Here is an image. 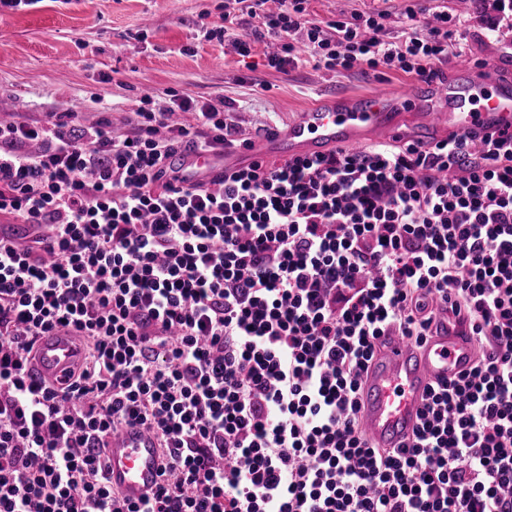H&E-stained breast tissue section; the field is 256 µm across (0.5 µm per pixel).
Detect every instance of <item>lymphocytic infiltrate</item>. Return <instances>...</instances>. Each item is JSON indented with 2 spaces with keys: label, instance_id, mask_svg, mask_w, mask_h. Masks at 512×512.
<instances>
[{
  "label": "lymphocytic infiltrate",
  "instance_id": "lymphocytic-infiltrate-1",
  "mask_svg": "<svg viewBox=\"0 0 512 512\" xmlns=\"http://www.w3.org/2000/svg\"><path fill=\"white\" fill-rule=\"evenodd\" d=\"M271 66L428 80L465 23L417 0L308 17L251 0ZM131 129L0 122V512H512V137L379 143L187 185L179 152L250 147L212 107ZM446 308L476 349L429 389L402 448H377L359 392L379 337L423 343ZM84 337L63 389L28 372L38 336ZM151 431L162 481L128 503L104 476L114 431Z\"/></svg>",
  "mask_w": 512,
  "mask_h": 512
}]
</instances>
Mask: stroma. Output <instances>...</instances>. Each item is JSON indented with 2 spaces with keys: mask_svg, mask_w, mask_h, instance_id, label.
I'll return each mask as SVG.
<instances>
[{
  "mask_svg": "<svg viewBox=\"0 0 512 512\" xmlns=\"http://www.w3.org/2000/svg\"><path fill=\"white\" fill-rule=\"evenodd\" d=\"M225 0H38L31 8L0 14V105L19 120L44 123L49 113L81 111L90 125L112 119L126 130L133 112L151 97L152 109L176 107L180 98L224 110L252 143L270 127H285L297 113L339 94L400 90L414 76L374 75L357 66L329 71L310 63L270 66L266 43L247 56L206 39L204 26L224 23ZM468 28L467 59L512 64L490 40L471 0H440ZM413 0H310L317 21L337 13L386 9L389 37L404 34Z\"/></svg>",
  "mask_w": 512,
  "mask_h": 512,
  "instance_id": "obj_1",
  "label": "stroma"
}]
</instances>
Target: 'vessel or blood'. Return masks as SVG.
Instances as JSON below:
<instances>
[{"label": "vessel or blood", "instance_id": "vessel-or-blood-1", "mask_svg": "<svg viewBox=\"0 0 512 512\" xmlns=\"http://www.w3.org/2000/svg\"><path fill=\"white\" fill-rule=\"evenodd\" d=\"M412 112L418 128L408 135L398 121ZM512 135V72L490 69L476 80L474 67L460 63L447 79L414 83L398 92L385 89L319 103L299 113L287 127L273 129L258 149L241 154L191 153L179 156L180 177L189 182H220L239 161L263 155L312 157L334 147L358 150L372 141L412 139L431 145L445 139L481 140ZM423 344L402 336H385L361 387L359 419L368 441L378 448L409 443L420 421L428 389L468 370L475 349L460 327L449 325L447 312ZM85 349L78 336L55 331L38 337L29 370L39 383L56 387L80 365ZM156 438L131 424L113 433L107 450L106 477L125 500L139 502L157 488L161 476Z\"/></svg>", "mask_w": 512, "mask_h": 512}]
</instances>
